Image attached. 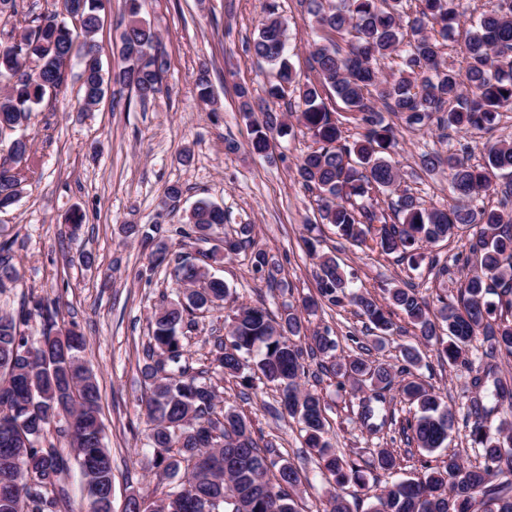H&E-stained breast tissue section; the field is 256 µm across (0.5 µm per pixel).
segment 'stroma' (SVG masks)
<instances>
[{
	"instance_id": "35a3bbf8",
	"label": "stroma",
	"mask_w": 512,
	"mask_h": 512,
	"mask_svg": "<svg viewBox=\"0 0 512 512\" xmlns=\"http://www.w3.org/2000/svg\"><path fill=\"white\" fill-rule=\"evenodd\" d=\"M296 45L291 61L301 80H316L308 62L315 34L307 7L300 0H277ZM265 0H144L142 17L161 36L167 66L163 90L148 104L122 90L106 95L94 109H85L78 66H71L65 83L31 112L16 134L29 138L36 169L23 184L18 201L0 211V241H12V262L19 278L0 289V314L16 315L24 301L49 296L59 301L58 331L77 325L86 338L83 358L95 373L101 393L105 442L112 453V512H124L128 496L168 490L170 480L153 466L148 426L141 408L144 387L141 370L144 347L151 334L150 319L161 300H176L177 290L166 267H150L158 245L169 252L223 251L225 237L240 225L252 227L257 246L281 266L282 283L266 287L251 271L250 255L239 252L212 264L233 299L223 307L197 312L196 325L181 338L183 358L193 367L209 365L215 337L227 336L236 304L264 305L273 311L300 306L316 295L317 255L335 256L341 267L355 273L356 285L380 294L384 284L414 283L429 302L456 297L458 271L435 277L428 264L411 270L395 256L369 253L337 236L321 223L317 203L295 178L301 157L315 149L311 134L289 115L285 101L275 108L286 126L272 140V154L264 158L249 148L251 129L238 112L237 85H247L254 98L265 96L272 73L247 50L257 35ZM124 0H109L94 37L105 72L117 68L116 45L124 28ZM209 68L212 99L202 103L196 78L200 65ZM239 145L226 152V141ZM435 127L401 129L393 159L412 192L425 207L453 206L448 176L420 169L423 152L447 150ZM179 185L176 208L164 204L165 191ZM221 205L224 231L205 242L179 234L186 214L199 199ZM80 209L84 224L69 236L65 219ZM143 231L160 225L153 239L128 233V225ZM92 255L85 265L84 255ZM394 332L383 343L365 335L370 360L400 369L401 346L414 343L411 325L400 311L391 315ZM309 330H330L340 355L351 354L348 332L363 333L353 308L321 309L308 316ZM481 366L479 354L469 351L467 363L448 366L436 347L421 350L413 372L426 385L440 389L453 410H460L471 392V379ZM220 403L233 405L250 417L255 435L272 441L283 459L300 473L296 498L299 512H324L330 485L316 459L302 447L300 426L277 411L275 388L255 383L242 389L238 379L215 373ZM306 388L323 398L337 452L355 460L368 477L367 489L344 487L353 512H369L375 497L389 481L373 460L377 449L395 450L400 474H421L425 461L440 463L447 450L462 461L476 458L463 425H456L449 447L427 455L408 445L401 434L407 416L404 404L393 403L394 421L383 433L369 435L355 413L358 396L339 387L333 374L306 378Z\"/></svg>"
}]
</instances>
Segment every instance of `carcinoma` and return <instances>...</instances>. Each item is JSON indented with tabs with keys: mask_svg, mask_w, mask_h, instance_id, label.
Wrapping results in <instances>:
<instances>
[{
	"mask_svg": "<svg viewBox=\"0 0 512 512\" xmlns=\"http://www.w3.org/2000/svg\"><path fill=\"white\" fill-rule=\"evenodd\" d=\"M308 10L320 40L311 44L316 83L301 82L290 62L287 25L273 0L248 51L275 70L268 89L272 98L290 92L298 98L297 120L321 143L296 167L298 181L316 192L322 223L356 246L367 245L416 269L428 244L450 238L463 228L476 229L460 273L464 288L457 297L439 300L436 310L416 288L392 285L383 300L355 286L336 258L321 255L315 273L317 295L302 300L301 308L273 313L264 305L240 304L233 311L230 340L215 338L212 364L230 377L253 387L255 379L272 385L288 415L304 432V447L315 452L322 473L338 487L366 484V472L355 461L336 453L321 396L304 388L307 359L332 371L362 393L358 419L370 433L388 420L387 392L393 388L392 368L371 364L367 347L343 359L336 357L337 341L329 330L307 334L305 315L319 308L355 306L365 318V331L388 335L393 323L387 308L399 309L412 325L419 344L437 345L452 366L465 360L479 335L489 361L471 381L472 396L464 412L473 446L483 462L466 465L448 455L440 469L421 477L398 478L385 484L371 512H512V420L496 429L487 425L496 407L512 412V381L497 376L494 361L512 357V207L476 204L480 193L493 185L496 173H512V142H489L485 163L471 165L467 147L422 153L425 173L448 170L458 204L450 210L427 209L408 189L392 161L398 130L384 122L382 111L393 113L409 128L422 127L432 115L438 126L458 132L489 128L501 110H512V0H497L496 8L470 21L463 46L465 67L443 60V42L461 24V0H417L408 17L403 0H308ZM103 0H63V8L77 20L83 39L58 15L36 18L20 39L23 54L0 48V135L27 120L32 107L64 82L67 65L82 66L84 105L101 102L113 82L133 91L144 102L162 88L164 67L156 68L146 54H163L154 29L140 18V0H125L127 24L120 36L123 66L106 81L93 39L100 26ZM398 57L403 68L384 74L386 61ZM333 91L355 114L360 137L350 141L325 104L322 94ZM239 112L254 126L252 153L266 157L274 133L284 127L280 113L256 102L248 87L237 86ZM260 114L262 119L255 118ZM31 145L13 143L10 161L0 164V208L11 206L26 181L23 163ZM398 193L395 211L402 222L389 224L364 200L372 193ZM224 208L198 201L187 219V238L206 239L224 228ZM252 225L242 224L237 237L224 241L227 253L252 248L250 262L267 287L280 284V266L255 247ZM11 244L0 242V288L18 279L7 257ZM157 265L173 266L172 281L182 299L161 304L151 320L148 359L142 370L149 395L144 415L154 465L168 477L184 471L183 479L165 493L162 506L142 497L130 501L125 512H298L294 493L300 484L297 469L282 459L272 442L253 437L250 419L233 407L216 412L217 393L205 371L195 372L182 362L180 336L194 325L193 313L219 306L230 297L224 280L206 266L179 253L169 257L166 247L153 254ZM57 302L35 297L22 314L0 315V512H71L64 479L70 458L47 438L51 423L60 424L61 437L75 449L84 478L81 512H112V455L104 444L100 393L95 375L81 356L84 336L67 329L66 339L52 333ZM40 319L36 337L31 322ZM404 365L397 394L409 404L410 417L402 433L406 442L432 454L448 447L456 414L442 393L411 375L421 361L419 348L401 350ZM374 467L394 472V454L381 448Z\"/></svg>",
	"mask_w": 512,
	"mask_h": 512,
	"instance_id": "1",
	"label": "carcinoma"
}]
</instances>
